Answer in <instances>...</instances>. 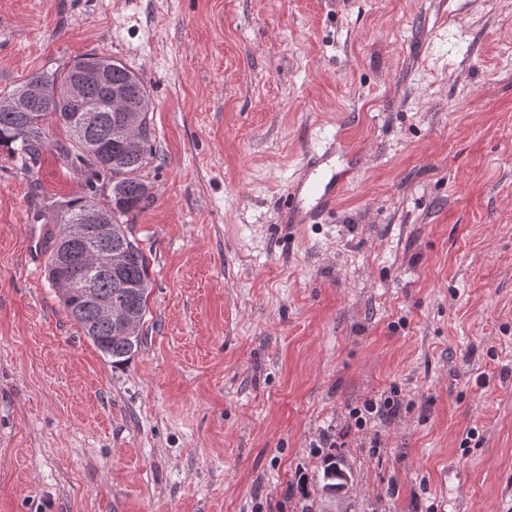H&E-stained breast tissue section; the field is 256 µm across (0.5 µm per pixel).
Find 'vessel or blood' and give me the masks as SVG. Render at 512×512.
<instances>
[{
	"label": "vessel or blood",
	"instance_id": "b4317fda",
	"mask_svg": "<svg viewBox=\"0 0 512 512\" xmlns=\"http://www.w3.org/2000/svg\"><path fill=\"white\" fill-rule=\"evenodd\" d=\"M350 170H336L327 154H308L289 182L281 204L286 224H309L331 212L338 190L349 180Z\"/></svg>",
	"mask_w": 512,
	"mask_h": 512
}]
</instances>
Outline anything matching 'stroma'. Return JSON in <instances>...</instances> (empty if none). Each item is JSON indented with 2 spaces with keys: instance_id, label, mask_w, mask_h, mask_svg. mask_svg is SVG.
<instances>
[{
  "instance_id": "35a3bbf8",
  "label": "stroma",
  "mask_w": 512,
  "mask_h": 512,
  "mask_svg": "<svg viewBox=\"0 0 512 512\" xmlns=\"http://www.w3.org/2000/svg\"><path fill=\"white\" fill-rule=\"evenodd\" d=\"M88 53L153 105L143 346L45 276L83 174L0 147V512H512V0H0V96ZM330 138L335 212L280 223ZM398 391L393 388L389 395L381 394L377 398H367L361 405L349 411V417L358 429L364 428L367 423L377 416L395 415L399 407Z\"/></svg>"
}]
</instances>
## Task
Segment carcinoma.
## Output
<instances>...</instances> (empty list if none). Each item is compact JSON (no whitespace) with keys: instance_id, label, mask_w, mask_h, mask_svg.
<instances>
[{"instance_id":"obj_1","label":"carcinoma","mask_w":512,"mask_h":512,"mask_svg":"<svg viewBox=\"0 0 512 512\" xmlns=\"http://www.w3.org/2000/svg\"><path fill=\"white\" fill-rule=\"evenodd\" d=\"M112 81L128 88L133 97L148 96L142 79L121 61L113 59ZM74 71L64 66L52 71L35 73L25 83L39 82L46 93L34 109L33 117L38 125L31 124L30 117L18 112L0 111V146L9 150L20 169L29 172L40 160L43 149L48 145L46 124L55 120L65 129L66 138L53 143L55 152L68 165L83 168V148L76 141L73 119L82 118L87 108L94 105L99 109L98 133L112 145V187L110 198L101 203L97 194L101 190L96 174L85 177V195L59 202L47 212L40 211L36 220L45 224L59 225L52 246L69 234V221L86 210H98L112 218V250L120 252L122 264L111 272L98 277L95 288L103 299L125 307L129 319L136 325L143 324L147 314V297L152 282L149 261L139 243L131 235L129 218L134 213L150 206L155 199L152 186L144 176V169L152 158L153 128L150 118H145L143 127L131 139L119 132L118 113L107 108L109 93L106 88L89 84L84 96L69 100L54 96V89L71 82ZM62 302L70 317L80 326L98 350L112 365L122 366L141 349L142 336L129 335L118 324L102 322L95 308L89 304L81 288L69 290L59 288ZM338 461L329 457L324 461L321 494L328 497L336 493L342 484V477L336 471Z\"/></svg>"}]
</instances>
